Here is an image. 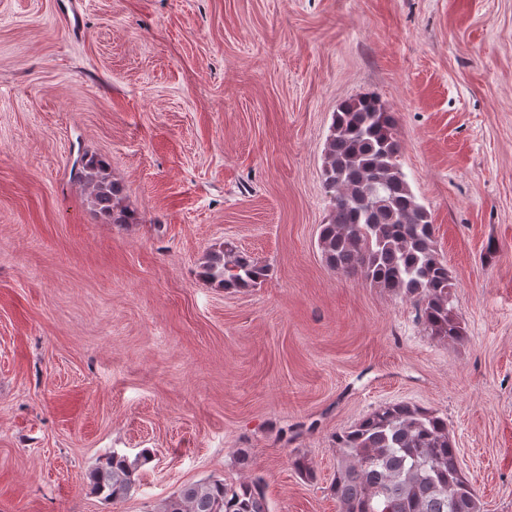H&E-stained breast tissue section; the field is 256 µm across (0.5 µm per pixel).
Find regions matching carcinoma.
Here are the masks:
<instances>
[{"label":"carcinoma","instance_id":"obj_1","mask_svg":"<svg viewBox=\"0 0 512 512\" xmlns=\"http://www.w3.org/2000/svg\"><path fill=\"white\" fill-rule=\"evenodd\" d=\"M330 211L318 246L327 264L411 302L418 320L440 341L463 338L456 282L440 257L435 227L411 190L400 162L397 119L380 98L364 93L332 115L323 161ZM79 182L97 211L114 224H134L107 165L84 157ZM268 268L225 242L202 262L201 276L224 289L253 288ZM338 466L331 486L339 512H481L478 494L458 462L448 418L408 403L380 406L336 434ZM116 450L90 475L93 489L114 504L136 487L149 462ZM156 512H270L262 481L209 478L163 500Z\"/></svg>","mask_w":512,"mask_h":512}]
</instances>
